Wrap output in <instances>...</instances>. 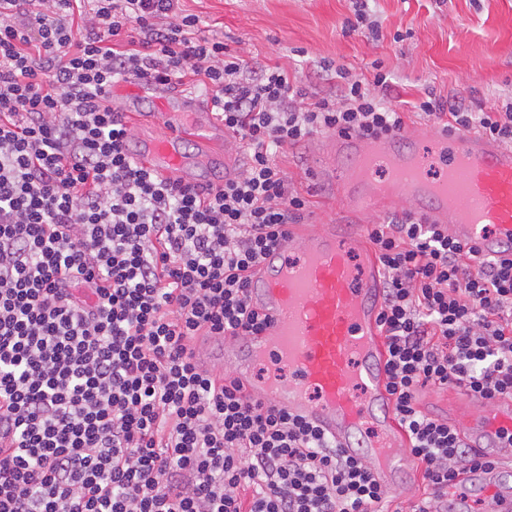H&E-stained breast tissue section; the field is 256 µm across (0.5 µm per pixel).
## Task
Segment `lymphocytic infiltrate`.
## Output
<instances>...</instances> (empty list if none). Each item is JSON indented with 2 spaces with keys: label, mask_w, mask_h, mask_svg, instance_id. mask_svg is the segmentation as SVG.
Instances as JSON below:
<instances>
[{
  "label": "lymphocytic infiltrate",
  "mask_w": 512,
  "mask_h": 512,
  "mask_svg": "<svg viewBox=\"0 0 512 512\" xmlns=\"http://www.w3.org/2000/svg\"><path fill=\"white\" fill-rule=\"evenodd\" d=\"M179 0H0V512H383L364 458L196 361L261 333L247 289L307 199L277 158L315 135L394 134L386 72L327 91L251 69ZM194 76L244 154L194 185L140 166L114 84ZM415 114L512 146V101L426 92ZM395 418L423 484L408 512L494 468L418 406L454 384L512 397V254L479 257L408 211L369 225Z\"/></svg>",
  "instance_id": "f902f5d3"
}]
</instances>
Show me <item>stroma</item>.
<instances>
[{
  "instance_id": "35a3bbf8",
  "label": "stroma",
  "mask_w": 512,
  "mask_h": 512,
  "mask_svg": "<svg viewBox=\"0 0 512 512\" xmlns=\"http://www.w3.org/2000/svg\"><path fill=\"white\" fill-rule=\"evenodd\" d=\"M208 36L246 60L299 74L326 87L333 67L373 79L381 63L397 106L422 96L459 94L490 106L512 97V0H374L380 37L347 34L350 0H180ZM317 141L279 157L291 185L309 201L308 224L331 214L332 186L318 183Z\"/></svg>"
}]
</instances>
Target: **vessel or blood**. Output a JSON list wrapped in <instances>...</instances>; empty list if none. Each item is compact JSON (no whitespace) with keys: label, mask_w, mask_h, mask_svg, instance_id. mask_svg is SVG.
Wrapping results in <instances>:
<instances>
[{"label":"vessel or blood","mask_w":512,"mask_h":512,"mask_svg":"<svg viewBox=\"0 0 512 512\" xmlns=\"http://www.w3.org/2000/svg\"><path fill=\"white\" fill-rule=\"evenodd\" d=\"M197 100L161 98L162 133L143 137L139 163L170 176L202 165L183 151L193 140L223 155L224 176L234 178L237 142L213 113L194 117ZM320 180L337 196L336 214L320 224H293L262 263L249 288L251 303L268 320L258 336L217 338L201 364L228 368L256 400L305 415L337 448L373 463L382 485L399 489L412 469L388 392L386 351L378 328L382 269L356 227L399 203L448 229L479 256L497 257L512 246V147L473 132L425 134L406 127L385 137L333 136ZM268 365L259 373V365ZM453 411L478 409L458 427L466 443L503 459L512 435V399H450ZM458 512L473 496L496 512H512V476L497 467L449 486Z\"/></svg>","instance_id":"b4317fda"}]
</instances>
